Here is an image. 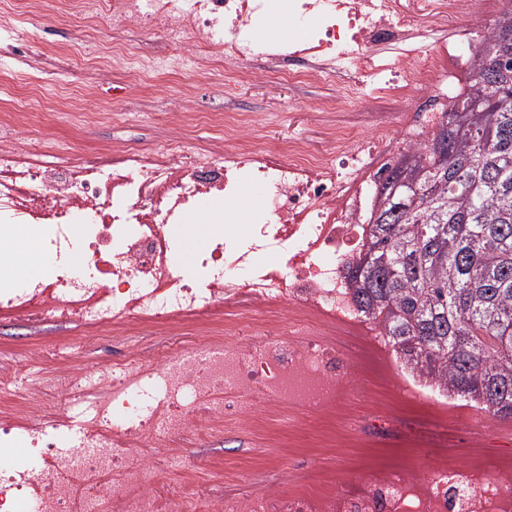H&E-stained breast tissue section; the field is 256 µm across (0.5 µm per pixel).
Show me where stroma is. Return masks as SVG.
I'll use <instances>...</instances> for the list:
<instances>
[{
	"label": "stroma",
	"mask_w": 512,
	"mask_h": 512,
	"mask_svg": "<svg viewBox=\"0 0 512 512\" xmlns=\"http://www.w3.org/2000/svg\"><path fill=\"white\" fill-rule=\"evenodd\" d=\"M47 42L72 57L71 74L63 82L50 83L22 67L12 54L0 51V83L10 89L9 94L0 93V112L10 109L13 98H28L25 128L32 143L61 140L77 156L104 146L130 144L146 150L158 147L166 135L172 101L185 94L200 109L218 104L228 112L271 115V123L253 130L251 142L258 148L297 140L307 149L318 150L323 146L329 122L352 121L363 112L392 109L388 101L364 92L337 113L326 116L315 105L335 98V85L310 86L275 79L236 82L231 65L214 75L215 81L228 86L226 93L216 99L205 82L195 79L192 71L177 60L166 68L143 73L136 95L129 97L122 92L128 73L112 62L113 41L103 18L74 15L69 25L52 26ZM99 68L106 70L107 77L96 82L92 75ZM119 354V348L110 341L78 328H34L20 320L0 318V371L22 362L28 384L49 382L75 358L82 360L87 372L92 373ZM390 366L393 381L384 385L381 392L398 420L385 447L361 448L344 438L349 416L365 417L374 409L372 398L365 394L367 383L359 379L348 416L336 419L337 438L333 445L318 444L326 423L309 417L301 421L299 431H279L271 424L239 431L226 437L222 446L186 449L184 460L196 468L203 480L215 476L221 467L238 472L234 488L243 495L261 489L286 490L288 466L298 456L306 457L310 470L328 478L340 490L366 476L370 464L378 458L422 466L419 433L403 416L410 404L409 391L420 390L428 398L434 390L413 380L399 360H391Z\"/></svg>",
	"instance_id": "obj_1"
}]
</instances>
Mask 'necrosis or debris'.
I'll use <instances>...</instances> for the list:
<instances>
[{"label":"necrosis or debris","mask_w":512,"mask_h":512,"mask_svg":"<svg viewBox=\"0 0 512 512\" xmlns=\"http://www.w3.org/2000/svg\"><path fill=\"white\" fill-rule=\"evenodd\" d=\"M478 24L457 18L464 0H294L309 33L258 49L254 21L271 0H81L84 16L106 12L114 41L143 36L176 47L201 74L224 64L241 77L302 84L333 80L336 103L360 90L398 107L363 117L366 133L333 124L316 152L290 141L257 148L244 136L255 112H199L198 125L223 129L206 147L173 135L158 148L124 145L73 157L55 142H20L16 113L0 114V251L4 228L39 225L41 265L0 289V317L34 327L80 326L121 341L143 331L194 327L187 336L131 348L87 382L78 363L48 386L17 392L0 377V446L26 434L38 463H0V512H512V452L485 448L472 429L465 462L426 442L429 467L380 466L338 491L296 464L284 493L238 496L199 485L190 466L179 486L150 485L146 463L180 462L184 440L208 448L243 425L291 424L286 407L327 423L346 412L350 379L384 380L392 346L357 309L346 276L365 239L377 189L404 150L424 145L449 105L466 93L477 54L512 0H477ZM261 191L262 216L241 238L213 240L176 261L172 226L204 196ZM262 253L277 265L258 263ZM62 410L47 413L49 398ZM87 416L77 450L56 446L67 410Z\"/></svg>","instance_id":"4bbe7bcc"}]
</instances>
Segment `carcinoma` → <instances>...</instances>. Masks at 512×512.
<instances>
[{
	"label": "carcinoma",
	"mask_w": 512,
	"mask_h": 512,
	"mask_svg": "<svg viewBox=\"0 0 512 512\" xmlns=\"http://www.w3.org/2000/svg\"><path fill=\"white\" fill-rule=\"evenodd\" d=\"M512 52L403 155L353 265L360 311L419 380L512 420Z\"/></svg>",
	"instance_id": "1"
}]
</instances>
